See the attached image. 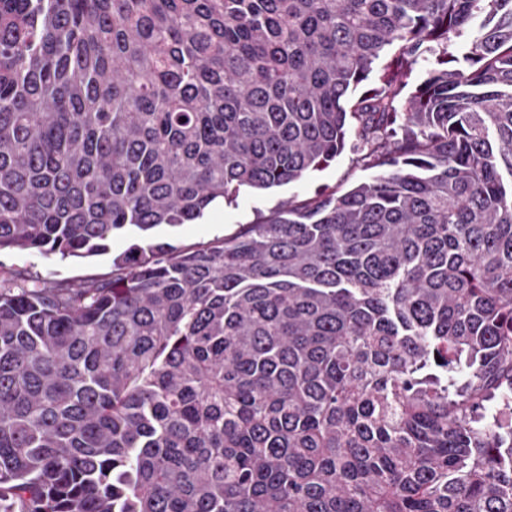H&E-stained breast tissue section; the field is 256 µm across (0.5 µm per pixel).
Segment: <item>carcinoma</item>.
<instances>
[{"instance_id":"cac0c4a2","label":"carcinoma","mask_w":512,"mask_h":512,"mask_svg":"<svg viewBox=\"0 0 512 512\" xmlns=\"http://www.w3.org/2000/svg\"><path fill=\"white\" fill-rule=\"evenodd\" d=\"M133 230L0 285V512H512V0H0V251ZM354 157L345 151L327 169L309 173L300 181L271 192L258 193L243 189L231 204L220 202L211 207L202 219L184 224L174 232H162L160 236L178 247L200 248L224 236L234 235L242 227L241 224L258 223L282 201L289 200L299 205L323 191L340 195L378 170L358 164ZM18 273L26 276L30 288L59 282L80 285L100 281L112 274V249L106 255L67 260L36 252L1 251L0 283L14 279Z\"/></svg>"}]
</instances>
